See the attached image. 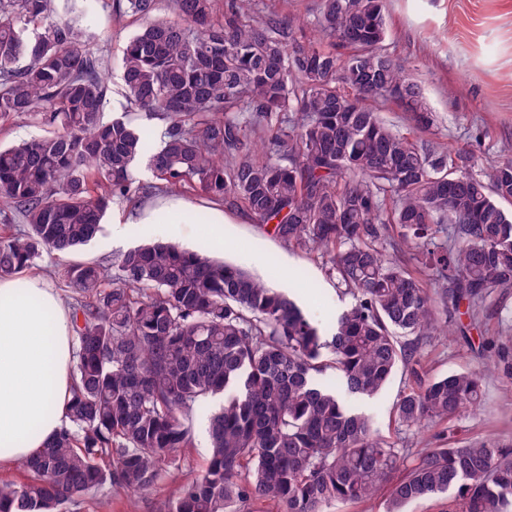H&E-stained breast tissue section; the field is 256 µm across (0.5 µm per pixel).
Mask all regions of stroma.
<instances>
[{"label":"stroma","mask_w":512,"mask_h":512,"mask_svg":"<svg viewBox=\"0 0 512 512\" xmlns=\"http://www.w3.org/2000/svg\"><path fill=\"white\" fill-rule=\"evenodd\" d=\"M386 17L383 49L405 60L411 78L422 87L434 125L419 132L410 114L391 104L382 107V117L404 136L472 151L487 166L512 154V0H386ZM137 27L132 17L116 13L113 0H98L92 29L94 49L107 65L112 88L105 112L109 118L124 111L122 49ZM179 198L193 208L197 223L171 224L157 233L148 225L128 223L130 205L116 203L107 211L104 234L81 252V259L108 263L139 243L172 242L268 279L318 321L324 334H331L336 314L349 300L339 295L320 259L289 249L243 209H225L227 223L216 225L207 221L214 201L190 189ZM501 327L491 310L467 337H432L422 349L419 373L437 377L477 368L482 343ZM463 426L464 440H512V386L485 377L483 408ZM177 488V481L170 480L152 495L99 492L85 512H153L155 498L174 496Z\"/></svg>","instance_id":"stroma-1"}]
</instances>
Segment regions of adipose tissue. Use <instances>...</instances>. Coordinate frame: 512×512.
I'll use <instances>...</instances> for the list:
<instances>
[{
  "mask_svg": "<svg viewBox=\"0 0 512 512\" xmlns=\"http://www.w3.org/2000/svg\"><path fill=\"white\" fill-rule=\"evenodd\" d=\"M73 363L67 305L38 273L0 277V469L64 425Z\"/></svg>",
  "mask_w": 512,
  "mask_h": 512,
  "instance_id": "obj_1",
  "label": "adipose tissue"
}]
</instances>
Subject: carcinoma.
<instances>
[{"mask_svg":"<svg viewBox=\"0 0 512 512\" xmlns=\"http://www.w3.org/2000/svg\"><path fill=\"white\" fill-rule=\"evenodd\" d=\"M385 0H319L321 41L254 0H116L140 21L122 51L127 111L110 120L89 0H0V125L45 133L0 146V275L39 270L103 230L110 204L192 189L245 209L322 259L351 298L331 339L287 295L170 242L56 271L72 309L68 424L0 483V512H78L108 486L150 493L181 470L208 418L207 465L154 512H386L448 496V512H512V442L454 440L482 381L512 383V326L481 364L425 379L431 336H464L512 293V157L417 143L368 100L434 124L420 86L384 52ZM165 126L151 137L143 120ZM146 164L154 181L142 183ZM404 256H387V251ZM406 369L388 431L354 407ZM335 371L338 392L325 381ZM436 429L432 446L424 433Z\"/></svg>","mask_w":512,"mask_h":512,"instance_id":"cac0c4a2","label":"carcinoma"}]
</instances>
